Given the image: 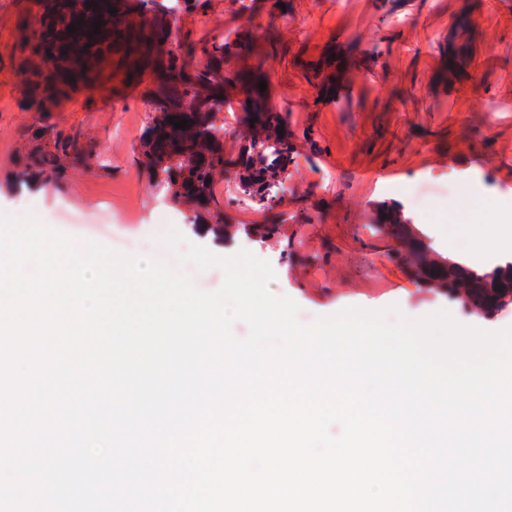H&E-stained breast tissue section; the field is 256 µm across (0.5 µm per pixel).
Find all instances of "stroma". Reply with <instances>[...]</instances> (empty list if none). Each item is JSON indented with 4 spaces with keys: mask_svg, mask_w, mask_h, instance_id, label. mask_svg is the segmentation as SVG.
<instances>
[{
    "mask_svg": "<svg viewBox=\"0 0 512 512\" xmlns=\"http://www.w3.org/2000/svg\"><path fill=\"white\" fill-rule=\"evenodd\" d=\"M164 2L175 13L174 34L202 44L274 33L263 68L300 150L280 205L262 211L237 194L243 141L235 122L224 127L225 173L211 212L197 217L153 194L140 160L152 120L148 74L108 102L95 86L58 98L49 130L38 132L25 107L22 35L36 26L41 0H0V212L30 211L124 253L138 240L150 257L171 228L184 237L177 252L193 243L226 256L242 241L215 237L213 225L273 224L276 234L251 251L270 263V291L296 301L302 324L348 306L395 304L411 318L445 309L464 325L512 326V311L486 321L440 295L414 303L418 288L369 229L374 203L393 199L443 251L468 255L493 237L512 243L503 225L483 223L466 206L474 193L512 208V0H290L284 16L269 14L266 0ZM463 13L476 30L463 72L434 81ZM334 60L342 64L338 94L317 102L313 70ZM58 139L75 140L90 163L64 156L52 185L19 183L27 156L53 150Z\"/></svg>",
    "mask_w": 512,
    "mask_h": 512,
    "instance_id": "obj_1",
    "label": "stroma"
}]
</instances>
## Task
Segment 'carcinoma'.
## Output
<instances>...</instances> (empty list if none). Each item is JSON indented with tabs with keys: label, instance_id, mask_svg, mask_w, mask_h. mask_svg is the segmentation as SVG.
Masks as SVG:
<instances>
[{
	"label": "carcinoma",
	"instance_id": "cac0c4a2",
	"mask_svg": "<svg viewBox=\"0 0 512 512\" xmlns=\"http://www.w3.org/2000/svg\"><path fill=\"white\" fill-rule=\"evenodd\" d=\"M111 7L117 12H109ZM82 15L83 7L74 0H60L36 29L24 33L23 49L28 56L52 61L48 69L27 71V108L37 112L39 122H44L53 100L101 79L100 60H109L116 72L125 71L133 77L143 71L153 72L159 61L164 76L150 92L153 118L141 145L153 185L180 205L206 209L214 203V184L224 172V126L215 124V114L224 104V96L236 92L243 95L239 123L244 141L235 174L237 193L259 209L271 210L281 203L297 155L288 133V115L273 108L269 91L258 88L266 79L261 67L246 66L224 74L230 59H249L252 39L238 38L199 49L184 38L167 49L164 42L153 40L172 31L170 12L157 0H112L103 5L98 13L102 20L98 34L89 24L77 25ZM71 24L76 25L74 33L67 32ZM198 51L204 57L201 65L191 58ZM467 57L468 41L448 44L446 66L439 78L447 81L458 77ZM170 118L174 123L187 121V127L174 128L168 123ZM279 128L283 133L277 132ZM57 158L56 154L32 155L20 180L51 183L58 175ZM372 224L393 241L394 254L403 265L445 286L453 283L460 293L453 302L466 313L479 317L495 300L503 309L512 308V270L491 280L487 275L491 261L479 262L464 255L455 268L448 269V255L433 244L420 247L418 240L424 232L401 203H376ZM216 228L226 240L240 234L263 240L273 233L271 224H218Z\"/></svg>",
	"mask_w": 512,
	"mask_h": 512
}]
</instances>
